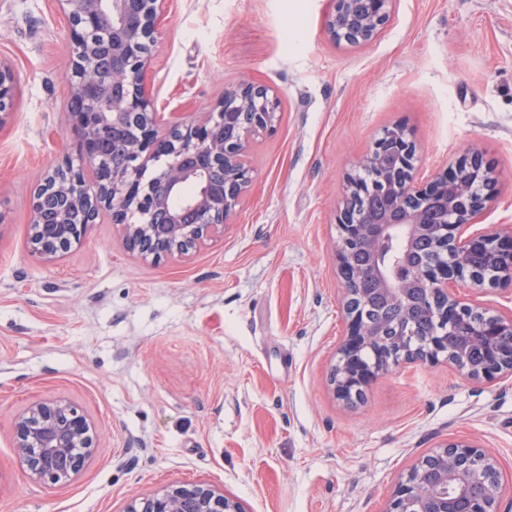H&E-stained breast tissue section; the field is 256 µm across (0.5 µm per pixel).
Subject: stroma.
<instances>
[{
    "instance_id": "obj_1",
    "label": "stroma",
    "mask_w": 512,
    "mask_h": 512,
    "mask_svg": "<svg viewBox=\"0 0 512 512\" xmlns=\"http://www.w3.org/2000/svg\"><path fill=\"white\" fill-rule=\"evenodd\" d=\"M329 8L169 0L147 71L159 112L208 111L241 83L279 95L252 189L223 240L189 255L129 253L104 212L45 264L27 248L33 192L77 156L65 21L52 0H0V59L21 79L0 124V512H123L197 481L245 512H382L417 456L457 439L494 458L512 512V379L409 364L353 405L328 382L345 334L336 208L385 126L411 131L424 178L479 154L494 184L478 227L512 231V0H395L363 46L329 38ZM49 395L99 429L92 463L56 485L33 482L12 442Z\"/></svg>"
}]
</instances>
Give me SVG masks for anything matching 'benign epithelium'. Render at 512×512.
I'll return each instance as SVG.
<instances>
[{"label": "benign epithelium", "mask_w": 512, "mask_h": 512, "mask_svg": "<svg viewBox=\"0 0 512 512\" xmlns=\"http://www.w3.org/2000/svg\"><path fill=\"white\" fill-rule=\"evenodd\" d=\"M67 19L68 116L79 164L48 170L31 200L29 251L53 263L71 251L103 212L126 248L144 259L187 255L224 236L254 182L251 139L276 131L277 95L262 85L228 88L210 112L160 118L146 89L167 0H56ZM326 30L337 44L370 43L388 24L394 0H332ZM0 59V125L19 93ZM407 128L382 129L345 178L336 211V275L346 334L330 366L337 399L353 404L403 364L441 363L475 384L512 377V314L478 309L467 285L512 286V232L466 233L492 182L479 155L460 156L430 180L417 177ZM397 233L394 269L378 259ZM480 346L473 362L453 342ZM95 427L63 397L31 402L14 421L13 447L35 482L66 483L91 461ZM496 461L473 441H447L421 454L393 486L383 512H500ZM123 512H244L207 482L170 485Z\"/></svg>", "instance_id": "benign-epithelium-1"}]
</instances>
